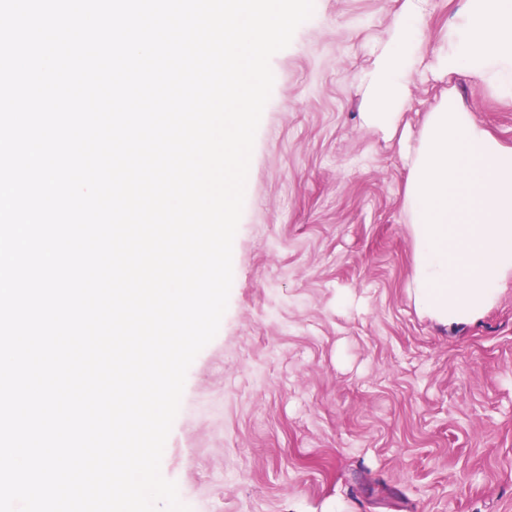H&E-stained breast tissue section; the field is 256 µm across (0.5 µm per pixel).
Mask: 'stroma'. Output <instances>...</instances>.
<instances>
[{
  "instance_id": "1",
  "label": "stroma",
  "mask_w": 512,
  "mask_h": 512,
  "mask_svg": "<svg viewBox=\"0 0 512 512\" xmlns=\"http://www.w3.org/2000/svg\"><path fill=\"white\" fill-rule=\"evenodd\" d=\"M402 3L315 0L270 61L228 307L161 461L190 512H512V279L466 326L414 308L398 141L363 124ZM461 5L427 0L425 50ZM451 89L512 145V100L470 79H416L403 123Z\"/></svg>"
}]
</instances>
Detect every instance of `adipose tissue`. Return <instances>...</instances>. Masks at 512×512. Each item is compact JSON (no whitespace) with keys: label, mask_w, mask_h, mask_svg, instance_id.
Here are the masks:
<instances>
[{"label":"adipose tissue","mask_w":512,"mask_h":512,"mask_svg":"<svg viewBox=\"0 0 512 512\" xmlns=\"http://www.w3.org/2000/svg\"><path fill=\"white\" fill-rule=\"evenodd\" d=\"M424 0H404L392 34L367 75L364 121L395 130L412 78L463 77L512 99V0H464L442 45L424 56L411 37ZM403 208L413 242L409 298L444 327L475 320L512 277V146L455 94L428 112L400 150Z\"/></svg>","instance_id":"1"}]
</instances>
